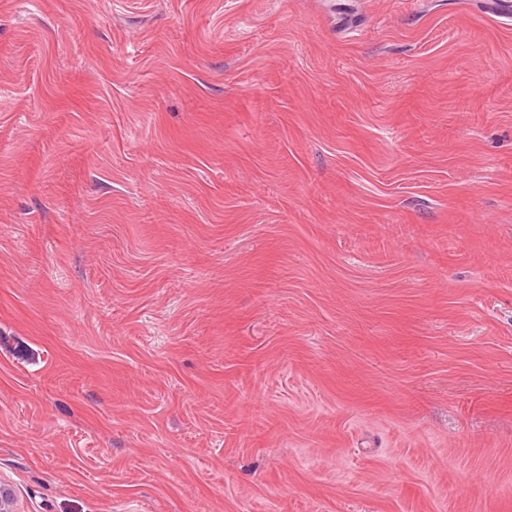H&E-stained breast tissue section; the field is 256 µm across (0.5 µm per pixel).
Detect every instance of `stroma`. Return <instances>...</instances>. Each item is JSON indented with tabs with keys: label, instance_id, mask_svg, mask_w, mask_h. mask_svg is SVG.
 Masks as SVG:
<instances>
[{
	"label": "stroma",
	"instance_id": "1",
	"mask_svg": "<svg viewBox=\"0 0 512 512\" xmlns=\"http://www.w3.org/2000/svg\"><path fill=\"white\" fill-rule=\"evenodd\" d=\"M17 512H512V17L0 0Z\"/></svg>",
	"mask_w": 512,
	"mask_h": 512
}]
</instances>
